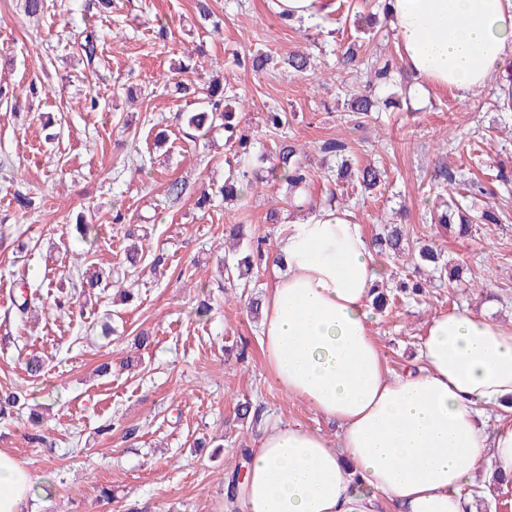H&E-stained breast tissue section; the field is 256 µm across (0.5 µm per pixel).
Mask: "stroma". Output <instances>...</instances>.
Listing matches in <instances>:
<instances>
[{
  "label": "stroma",
  "mask_w": 512,
  "mask_h": 512,
  "mask_svg": "<svg viewBox=\"0 0 512 512\" xmlns=\"http://www.w3.org/2000/svg\"><path fill=\"white\" fill-rule=\"evenodd\" d=\"M378 2L331 0L321 17L284 24L274 0H209L206 23L197 0H116L105 16L92 0H47L34 17L23 0H0V85L21 96L16 110L0 105V225L27 244L20 253L0 248V389L27 396L20 417L0 418V451L34 474L36 512H240L229 505L224 480L241 465V449L256 447L276 423L331 437L338 430L289 399L266 365L250 305L266 296L271 267L233 285L220 273L233 253L229 225H247L271 252L303 216L285 206L275 184L224 200L219 189L237 166L235 144L220 131L192 141L175 124L176 114L198 107L173 90V68L187 54L233 97L252 157L273 151L268 112L285 113L284 132L314 174L309 197L317 209L333 202L348 209L369 239L385 224L402 225L414 246L432 245L441 264L461 268L460 282L451 283L432 264L386 256L384 288L404 278L426 283L416 299L372 314L392 372L417 363L425 324L437 313L469 307L512 321V181L497 178L512 169V110L502 109L495 79L474 94L432 88L417 104L404 66L385 85L370 83L367 71H344L337 59L351 44L363 58L399 57L389 25L362 30L354 22L355 12H377ZM90 29L100 38L91 66L79 51ZM258 51L272 58L264 72L235 66ZM296 51L313 56V74L289 71L284 59ZM40 78L45 91L25 96ZM92 93L94 111L85 107ZM354 93L379 103L361 122L347 108ZM334 137L349 142L352 167L384 171L381 187L327 181L338 161L320 145ZM441 163L492 184L494 197H465L461 205L474 214L499 209L501 223L474 225L465 237L430 224V210L443 202L432 179ZM175 179L186 183V194L164 202ZM19 191L31 197L29 208L17 205ZM204 191L211 201L201 208ZM117 208L146 227L150 249L165 254L167 266L132 277L131 301L101 287L78 296L70 312L50 310V295L74 281L77 219L98 227L87 262L119 274L125 242L112 222ZM273 209L280 223H266ZM23 294L30 302L24 319L15 306ZM207 296L214 309L201 321L195 310ZM144 331L149 342L141 347ZM33 355L44 362L37 377L24 368ZM130 357L137 360L131 367ZM104 362L110 375L96 372ZM244 402L260 408L259 419L238 416ZM486 483L482 474L462 491L475 512H512V484L488 494Z\"/></svg>",
  "instance_id": "35a3bbf8"
}]
</instances>
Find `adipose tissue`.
<instances>
[{"label":"adipose tissue","mask_w":512,"mask_h":512,"mask_svg":"<svg viewBox=\"0 0 512 512\" xmlns=\"http://www.w3.org/2000/svg\"><path fill=\"white\" fill-rule=\"evenodd\" d=\"M418 88L474 92L512 68V0H383ZM261 344L277 385L335 421L266 430L249 452L242 512H474L462 495L485 462L512 475V322L454 309L433 316L418 364L391 374L368 303L387 268L349 211L289 225L272 265ZM34 476L0 452V512H26Z\"/></svg>","instance_id":"obj_1"}]
</instances>
